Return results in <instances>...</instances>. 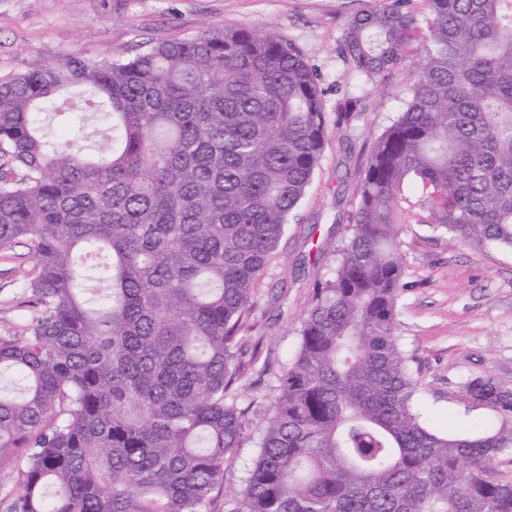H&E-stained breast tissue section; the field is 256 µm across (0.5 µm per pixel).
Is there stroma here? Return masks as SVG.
I'll return each mask as SVG.
<instances>
[{
	"mask_svg": "<svg viewBox=\"0 0 512 512\" xmlns=\"http://www.w3.org/2000/svg\"><path fill=\"white\" fill-rule=\"evenodd\" d=\"M378 0H0V77L70 56L127 58L150 44L192 39L209 28L246 27L294 43L316 69L327 112L352 100L349 122L329 127L313 182L295 209L277 257L254 298L247 343L266 374L242 391L259 397V427L273 388L298 343L316 279L328 274L356 204L375 138L405 108L420 53L379 75L357 71L341 46L360 11ZM412 219L400 248L403 288L398 334L420 383L425 424L456 430L485 423L464 386L475 378L512 387V250L478 246L434 230L419 192L406 195ZM33 268L27 245L0 250V337L21 333L35 308L23 284Z\"/></svg>",
	"mask_w": 512,
	"mask_h": 512,
	"instance_id": "1",
	"label": "stroma"
}]
</instances>
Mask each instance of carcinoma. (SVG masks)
Instances as JSON below:
<instances>
[{
    "label": "carcinoma",
    "instance_id": "1",
    "mask_svg": "<svg viewBox=\"0 0 512 512\" xmlns=\"http://www.w3.org/2000/svg\"><path fill=\"white\" fill-rule=\"evenodd\" d=\"M380 2L343 52L367 74L414 44L422 62L224 512H512L486 477L512 389L473 379L489 423L428 429L397 320L409 187L434 228L512 249V0ZM329 123L303 52L243 27L0 78V247L29 242L37 308L0 338L12 512H212L253 407L240 332Z\"/></svg>",
    "mask_w": 512,
    "mask_h": 512
}]
</instances>
